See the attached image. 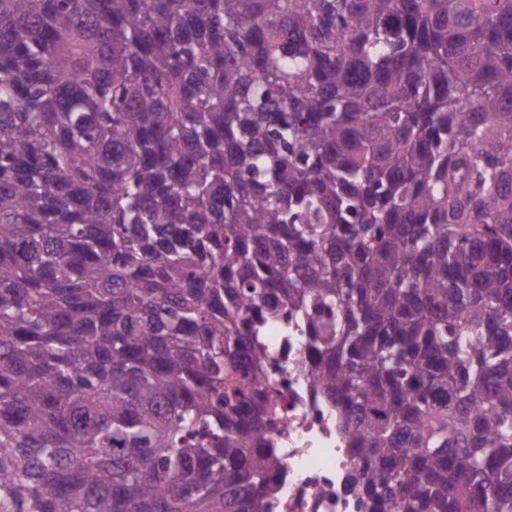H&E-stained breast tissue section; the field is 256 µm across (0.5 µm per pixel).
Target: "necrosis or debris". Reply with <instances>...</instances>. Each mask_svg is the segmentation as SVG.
<instances>
[{"instance_id": "necrosis-or-debris-1", "label": "necrosis or debris", "mask_w": 512, "mask_h": 512, "mask_svg": "<svg viewBox=\"0 0 512 512\" xmlns=\"http://www.w3.org/2000/svg\"><path fill=\"white\" fill-rule=\"evenodd\" d=\"M262 373L276 381L282 421L272 433L280 460L267 512H357L346 477L357 453L336 433V411L312 389L303 333L285 320L263 325Z\"/></svg>"}]
</instances>
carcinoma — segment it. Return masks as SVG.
Listing matches in <instances>:
<instances>
[{"mask_svg":"<svg viewBox=\"0 0 512 512\" xmlns=\"http://www.w3.org/2000/svg\"><path fill=\"white\" fill-rule=\"evenodd\" d=\"M267 314L364 512H512V0H0V512H264Z\"/></svg>","mask_w":512,"mask_h":512,"instance_id":"carcinoma-1","label":"carcinoma"}]
</instances>
